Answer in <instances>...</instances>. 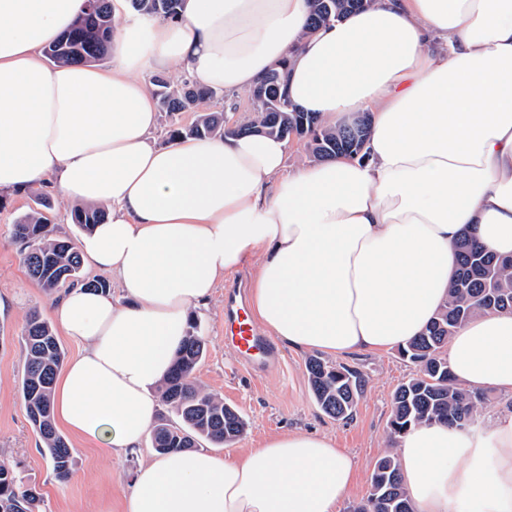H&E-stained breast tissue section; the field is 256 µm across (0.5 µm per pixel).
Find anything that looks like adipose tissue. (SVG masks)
I'll use <instances>...</instances> for the list:
<instances>
[{
    "mask_svg": "<svg viewBox=\"0 0 512 512\" xmlns=\"http://www.w3.org/2000/svg\"><path fill=\"white\" fill-rule=\"evenodd\" d=\"M112 0L115 65H47L87 0H0V191L49 183L105 207L81 240L116 293L78 285L51 305L82 349L58 375L57 422L138 451L191 310L255 261V318L289 348L332 356L417 336L448 298L454 244L475 230L512 256V0H374L310 32L308 0H184L132 17ZM287 61L290 100L335 127L372 116L356 157L295 169L288 143L227 132L158 147L150 67L246 91ZM456 382L512 398V312L450 336ZM415 512H512V413L424 423L398 443ZM356 461L325 435L283 431L227 459L155 454L122 512H336Z\"/></svg>",
    "mask_w": 512,
    "mask_h": 512,
    "instance_id": "adipose-tissue-1",
    "label": "adipose tissue"
}]
</instances>
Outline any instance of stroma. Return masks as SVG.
Wrapping results in <instances>:
<instances>
[{"instance_id":"35a3bbf8","label":"stroma","mask_w":512,"mask_h":512,"mask_svg":"<svg viewBox=\"0 0 512 512\" xmlns=\"http://www.w3.org/2000/svg\"><path fill=\"white\" fill-rule=\"evenodd\" d=\"M42 197L50 203L52 237L77 243L85 234L73 223L69 205L49 186L0 191V460L35 485L43 497L42 512H102L106 504L120 505L136 469L147 461L152 443L144 441L142 453L115 457L88 440L70 439L74 466L63 481L54 478L39 450L38 437L19 396L24 365L21 333L30 313L50 318L53 297L28 276L22 263V245L13 238L11 228ZM193 314L207 346L196 370L198 382L236 407L249 423L243 438L224 445L225 457L286 429L327 435L357 463L355 481L338 506V512H352L369 493L376 462L390 450L393 392L415 376L416 367L394 349L338 357V364L362 372L365 386L352 418L336 420L321 411L311 394L307 352L282 348L280 366L265 375L239 364L235 352L224 345L223 288H216L208 303L194 309Z\"/></svg>"}]
</instances>
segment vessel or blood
<instances>
[{
  "label": "vessel or blood",
  "mask_w": 512,
  "mask_h": 512,
  "mask_svg": "<svg viewBox=\"0 0 512 512\" xmlns=\"http://www.w3.org/2000/svg\"><path fill=\"white\" fill-rule=\"evenodd\" d=\"M224 340L236 350L241 364L251 371L264 372L279 362L277 347L262 336L236 288L225 293Z\"/></svg>",
  "instance_id": "obj_1"
}]
</instances>
